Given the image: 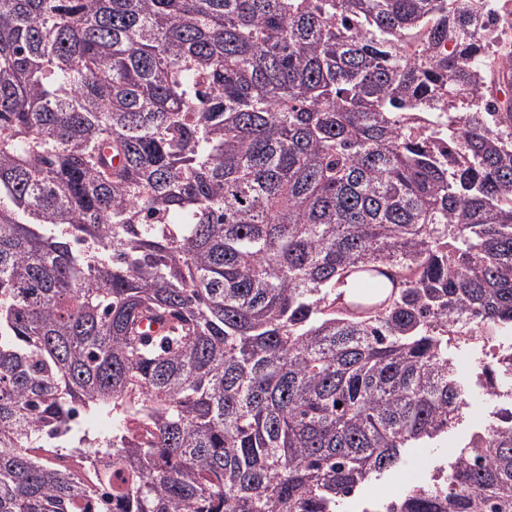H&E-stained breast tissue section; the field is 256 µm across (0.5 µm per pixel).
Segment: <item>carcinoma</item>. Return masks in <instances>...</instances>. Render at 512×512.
Instances as JSON below:
<instances>
[{
	"label": "carcinoma",
	"instance_id": "cac0c4a2",
	"mask_svg": "<svg viewBox=\"0 0 512 512\" xmlns=\"http://www.w3.org/2000/svg\"><path fill=\"white\" fill-rule=\"evenodd\" d=\"M483 2L0 0V512H512Z\"/></svg>",
	"mask_w": 512,
	"mask_h": 512
}]
</instances>
